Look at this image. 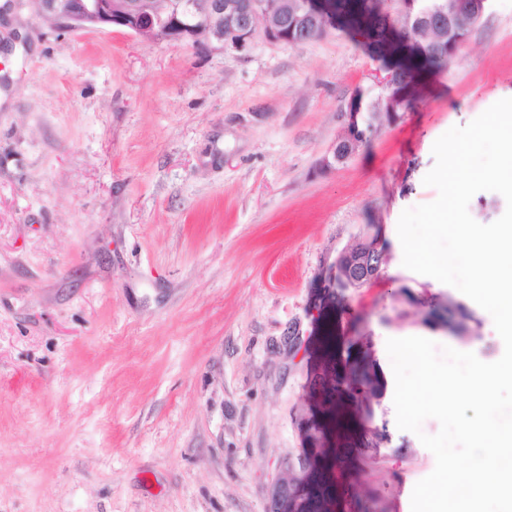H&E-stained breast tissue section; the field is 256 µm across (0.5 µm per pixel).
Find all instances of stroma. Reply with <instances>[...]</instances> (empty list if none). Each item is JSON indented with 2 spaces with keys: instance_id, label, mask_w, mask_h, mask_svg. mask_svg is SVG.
Returning a JSON list of instances; mask_svg holds the SVG:
<instances>
[{
  "instance_id": "1",
  "label": "stroma",
  "mask_w": 512,
  "mask_h": 512,
  "mask_svg": "<svg viewBox=\"0 0 512 512\" xmlns=\"http://www.w3.org/2000/svg\"><path fill=\"white\" fill-rule=\"evenodd\" d=\"M379 67L336 29L205 50L0 0V512H267L319 409L323 337H360L385 368L408 336L502 356L476 303L466 335L425 325L465 296L403 266L397 224L438 196L434 142L512 98V0L403 119L323 168ZM373 229L381 279L339 290L338 253ZM372 410L390 441L348 457L349 495L411 512L435 457L392 397Z\"/></svg>"
}]
</instances>
